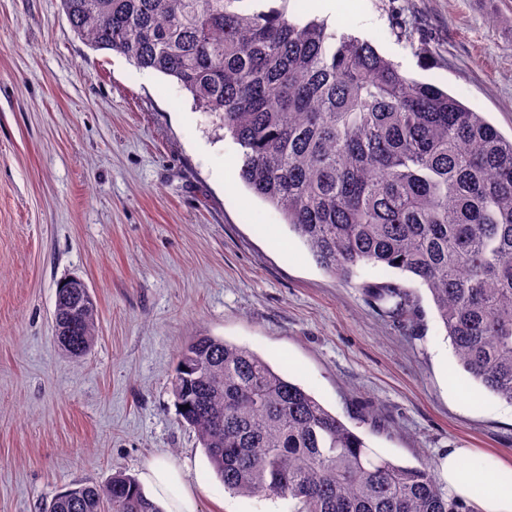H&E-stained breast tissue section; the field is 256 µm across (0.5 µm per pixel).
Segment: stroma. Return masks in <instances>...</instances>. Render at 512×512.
<instances>
[{"mask_svg":"<svg viewBox=\"0 0 512 512\" xmlns=\"http://www.w3.org/2000/svg\"><path fill=\"white\" fill-rule=\"evenodd\" d=\"M336 2L287 10L371 42L512 138V0ZM241 165L176 80L92 50L60 0H0V512L156 458L185 472L198 512H290L225 490L179 420L172 376L202 335L256 351L398 464L468 448L512 467V406L458 363L426 288L370 265L328 274ZM73 275L98 304L80 358L52 324ZM385 276L418 298L412 328L370 300Z\"/></svg>","mask_w":512,"mask_h":512,"instance_id":"1","label":"stroma"}]
</instances>
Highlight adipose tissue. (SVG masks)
<instances>
[{"mask_svg":"<svg viewBox=\"0 0 512 512\" xmlns=\"http://www.w3.org/2000/svg\"><path fill=\"white\" fill-rule=\"evenodd\" d=\"M451 497L477 502L480 512H512V479L498 482L483 496H475V482L487 471L470 449H449L440 464ZM145 495L161 512H197V499L187 487L185 473L163 459L148 462L139 477Z\"/></svg>","mask_w":512,"mask_h":512,"instance_id":"adipose-tissue-1","label":"adipose tissue"}]
</instances>
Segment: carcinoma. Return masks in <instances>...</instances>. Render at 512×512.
Returning <instances> with one entry per match:
<instances>
[{
    "instance_id": "obj_1",
    "label": "carcinoma",
    "mask_w": 512,
    "mask_h": 512,
    "mask_svg": "<svg viewBox=\"0 0 512 512\" xmlns=\"http://www.w3.org/2000/svg\"><path fill=\"white\" fill-rule=\"evenodd\" d=\"M247 0H61L94 50L172 77L242 150V182L341 280L363 265L426 286L462 368L512 405V139L440 88L408 77L367 40ZM71 279L53 313L66 354L96 340L97 305L70 319ZM398 324L416 298L365 285ZM172 390L228 491L291 512H474L431 467L371 448L257 352L213 336L181 351ZM189 408H184V405ZM41 512H161L121 472L76 483Z\"/></svg>"
}]
</instances>
